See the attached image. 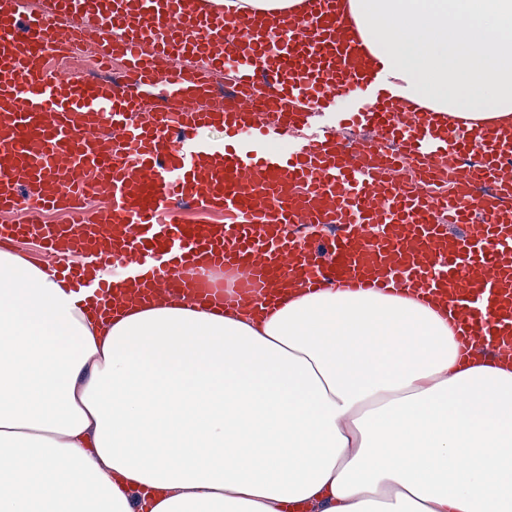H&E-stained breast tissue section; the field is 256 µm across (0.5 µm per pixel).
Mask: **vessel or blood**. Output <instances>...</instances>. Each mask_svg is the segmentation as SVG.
<instances>
[{"label":"vessel or blood","instance_id":"b4317fda","mask_svg":"<svg viewBox=\"0 0 512 512\" xmlns=\"http://www.w3.org/2000/svg\"><path fill=\"white\" fill-rule=\"evenodd\" d=\"M341 0L300 15L238 12L223 0H0V247L39 242L83 303L109 301L137 265L134 296L165 292L274 308L277 285L438 297L454 327L512 356V128L434 126L405 111L346 32ZM120 54L105 79L52 75L74 39ZM231 88L214 101L215 73ZM358 98L370 141L323 127L284 151L268 143ZM397 143L399 156L387 154ZM454 167L452 187L396 180L392 167ZM106 196L101 217L79 197ZM69 220L50 224L47 212Z\"/></svg>","mask_w":512,"mask_h":512}]
</instances>
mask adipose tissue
Returning a JSON list of instances; mask_svg holds the SVG:
<instances>
[{
    "label": "adipose tissue",
    "mask_w": 512,
    "mask_h": 512,
    "mask_svg": "<svg viewBox=\"0 0 512 512\" xmlns=\"http://www.w3.org/2000/svg\"><path fill=\"white\" fill-rule=\"evenodd\" d=\"M396 100L512 123V0H346ZM429 301L104 321L0 251V512H512V364Z\"/></svg>",
    "instance_id": "adipose-tissue-1"
}]
</instances>
